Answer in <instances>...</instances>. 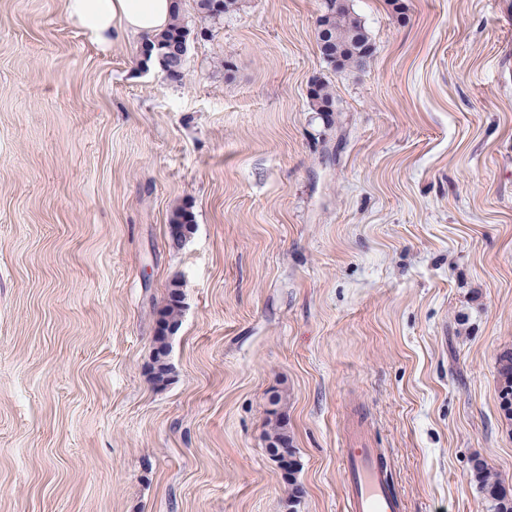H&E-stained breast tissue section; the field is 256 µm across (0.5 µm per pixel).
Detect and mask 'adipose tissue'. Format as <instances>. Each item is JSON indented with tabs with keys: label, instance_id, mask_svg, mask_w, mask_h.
Returning a JSON list of instances; mask_svg holds the SVG:
<instances>
[{
	"label": "adipose tissue",
	"instance_id": "1",
	"mask_svg": "<svg viewBox=\"0 0 512 512\" xmlns=\"http://www.w3.org/2000/svg\"><path fill=\"white\" fill-rule=\"evenodd\" d=\"M71 25L92 44L111 47L127 33L157 35L169 23L171 0H64Z\"/></svg>",
	"mask_w": 512,
	"mask_h": 512
}]
</instances>
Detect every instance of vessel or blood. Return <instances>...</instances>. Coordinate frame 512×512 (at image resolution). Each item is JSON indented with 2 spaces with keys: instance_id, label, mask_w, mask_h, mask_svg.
Here are the masks:
<instances>
[{
  "instance_id": "1",
  "label": "vessel or blood",
  "mask_w": 512,
  "mask_h": 512,
  "mask_svg": "<svg viewBox=\"0 0 512 512\" xmlns=\"http://www.w3.org/2000/svg\"><path fill=\"white\" fill-rule=\"evenodd\" d=\"M346 512H402V503L390 486L386 460L379 449L357 438L342 449Z\"/></svg>"
}]
</instances>
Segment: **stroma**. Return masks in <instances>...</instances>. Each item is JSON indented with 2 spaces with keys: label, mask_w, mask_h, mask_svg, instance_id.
<instances>
[{
  "label": "stroma",
  "mask_w": 512,
  "mask_h": 512,
  "mask_svg": "<svg viewBox=\"0 0 512 512\" xmlns=\"http://www.w3.org/2000/svg\"><path fill=\"white\" fill-rule=\"evenodd\" d=\"M350 6L375 50L338 71L322 0H186L174 81L143 36L104 50L64 0H0V512H345L358 435L403 512H490L476 456L512 486V0ZM310 106L312 112L320 111L319 108L322 106L331 105L336 109L335 95L333 88L328 83L321 82L320 80H316L309 95ZM183 312L182 293L180 291L179 282L174 280L170 283L165 305L159 310V318L157 320V330L154 336V354L151 366V373L156 384L167 383L170 377H165L163 367L157 369V363L160 356L168 354V342L164 336V330L169 324H180ZM497 372L500 383L499 406L507 420H512V350H504L497 360ZM270 430L268 432L269 442L276 446L277 450L281 451V458L277 459L273 454L274 458L278 460L281 468L288 467L286 474L288 475V499L300 497L303 494L302 486L297 482L295 474L298 470L299 463L296 459L295 452L292 447V438L288 434V424L281 418L276 416L275 420H270ZM288 455V461L285 460V455ZM282 463H286L283 467Z\"/></svg>",
  "instance_id": "35a3bbf8"
}]
</instances>
